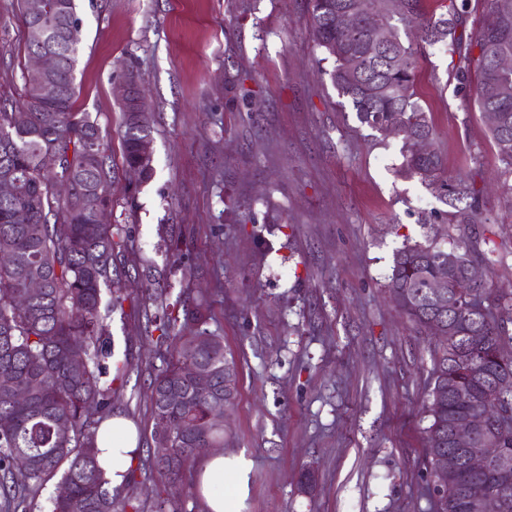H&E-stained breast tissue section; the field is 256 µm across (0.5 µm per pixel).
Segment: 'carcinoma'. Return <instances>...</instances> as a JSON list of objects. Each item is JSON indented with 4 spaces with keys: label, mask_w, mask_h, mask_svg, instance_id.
Listing matches in <instances>:
<instances>
[{
    "label": "carcinoma",
    "mask_w": 512,
    "mask_h": 512,
    "mask_svg": "<svg viewBox=\"0 0 512 512\" xmlns=\"http://www.w3.org/2000/svg\"><path fill=\"white\" fill-rule=\"evenodd\" d=\"M308 25L314 42L333 61L330 72L339 95L346 98L360 123L378 131L399 128L406 178L434 185L442 202L453 209L451 222L468 230L471 244L454 238L424 241L405 238L393 253L386 288L390 299L419 329L432 321L450 328L455 340L437 344L428 378L425 427L436 512H474L469 490L476 487L503 495V512H512V470L473 471L448 448V427L462 417L489 412L495 417L485 435L512 457V384L496 389L491 379L512 375V290H497L486 280L471 293L455 280L473 264L494 260L477 245L478 225L485 223L482 196L464 179L444 177L437 133L418 102L415 74L425 46L447 41L459 55L457 75L480 112L500 111L501 127L490 130L500 163L503 187L512 192V78L492 68V53L512 52V0H448L442 13L429 0H404L394 16L388 0H309ZM51 15L44 45L56 50L60 65L49 78L22 72L24 104L0 101V181L15 184V193L0 198V512H30L46 484L60 477L68 493L50 500V512H127L131 498L112 489L100 468L96 427L112 417V393L127 383L130 362L114 358L112 335L101 315L103 298L112 312L128 296L122 284L130 278L128 235L122 224H93L88 199L112 205V149L107 136L85 112L76 109V66L80 44L68 43L65 26L79 24L76 0H46ZM359 16L351 31L340 15ZM481 12L482 22L471 43H462L457 28L468 14ZM414 29L419 41L386 47L374 40V27ZM122 112V162L138 167L141 181L153 174L150 156L140 141L151 128L140 127L126 107ZM420 136L433 148L414 149ZM61 165L48 171L46 153ZM69 178L73 195L56 198L52 183ZM458 264L448 265V252ZM448 266V281L438 297L429 286ZM42 283L29 301V284ZM203 299H178L162 316L147 323L160 332L156 344L161 366L149 382L153 451L151 470L168 482H196L198 449L224 443V425L211 415L238 393L234 360L224 353V337L189 327L200 323ZM475 331L480 343L469 341ZM194 367L187 375L183 368ZM210 376V389L197 387L196 372ZM28 391L23 400L19 390ZM448 460V484L440 487L439 470Z\"/></svg>",
    "instance_id": "1"
}]
</instances>
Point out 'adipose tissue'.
Returning <instances> with one entry per match:
<instances>
[{"instance_id":"ef3b65f1","label":"adipose tissue","mask_w":512,"mask_h":512,"mask_svg":"<svg viewBox=\"0 0 512 512\" xmlns=\"http://www.w3.org/2000/svg\"><path fill=\"white\" fill-rule=\"evenodd\" d=\"M139 429L131 420L117 415L100 425L96 446L98 462L112 487H121L126 475L139 455ZM251 463L245 456L214 454L208 456L199 472L198 489L206 502L208 512H241L248 491V473ZM234 479L231 498L216 493L215 486L225 476Z\"/></svg>"}]
</instances>
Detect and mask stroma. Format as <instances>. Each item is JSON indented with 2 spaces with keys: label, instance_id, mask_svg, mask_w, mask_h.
Masks as SVG:
<instances>
[{
  "label": "stroma",
  "instance_id": "1",
  "mask_svg": "<svg viewBox=\"0 0 512 512\" xmlns=\"http://www.w3.org/2000/svg\"><path fill=\"white\" fill-rule=\"evenodd\" d=\"M309 0H79L76 107L120 140L121 85L150 107L153 175L113 147L110 223L130 232L133 295L107 319L132 364L112 396L141 450L152 443L145 340L150 309L202 293L205 327L224 338L238 396L224 415L227 455L252 462L244 512H433L424 429L435 340L387 298L405 238L466 240L436 192L401 176L402 141L362 125L332 61L307 30ZM17 0H0V100H18L28 58ZM417 96L448 177L483 192L512 289V195L494 180L495 147L457 78L451 43L426 47ZM193 241L176 259L171 230ZM315 482L301 490L299 474Z\"/></svg>",
  "mask_w": 512,
  "mask_h": 512
}]
</instances>
